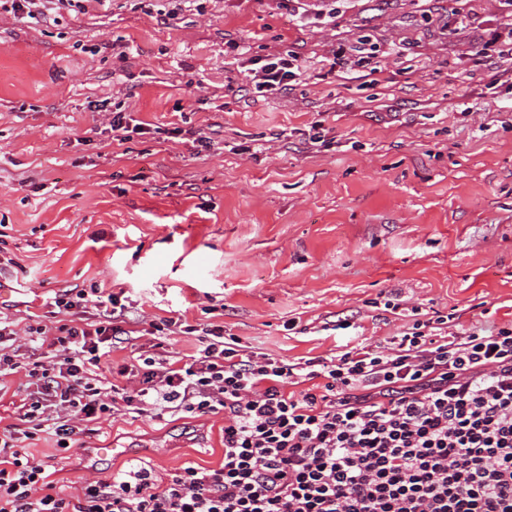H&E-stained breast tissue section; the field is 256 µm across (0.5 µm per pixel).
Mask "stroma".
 Returning a JSON list of instances; mask_svg holds the SVG:
<instances>
[{"instance_id": "obj_1", "label": "stroma", "mask_w": 512, "mask_h": 512, "mask_svg": "<svg viewBox=\"0 0 512 512\" xmlns=\"http://www.w3.org/2000/svg\"><path fill=\"white\" fill-rule=\"evenodd\" d=\"M177 10L170 23L162 12ZM512 0H88L0 14V301L26 327L61 288L120 295L128 339L174 317L269 357L386 351L415 320L512 322V56L482 50ZM291 55L286 91L254 61ZM122 107L143 133L113 141ZM209 144L195 140V133ZM220 415H111L61 453L71 484L112 443L166 475L224 459ZM130 458V459H133ZM130 459H105L108 477ZM9 2L10 6H8ZM82 2H88V0H1L0 10L12 13L16 18H29L39 23L47 17L46 12L50 10L84 11L85 6Z\"/></svg>"}]
</instances>
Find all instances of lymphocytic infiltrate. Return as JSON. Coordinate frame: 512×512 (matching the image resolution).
<instances>
[{
    "label": "lymphocytic infiltrate",
    "mask_w": 512,
    "mask_h": 512,
    "mask_svg": "<svg viewBox=\"0 0 512 512\" xmlns=\"http://www.w3.org/2000/svg\"><path fill=\"white\" fill-rule=\"evenodd\" d=\"M44 307L22 331L0 316V399L19 398L0 427V512H512V323L443 333L439 316L390 352L359 343L298 363L215 326L195 354L139 355L110 379L117 295L63 288ZM149 411L223 414V463L157 480L133 462L68 494L29 451Z\"/></svg>",
    "instance_id": "1"
}]
</instances>
